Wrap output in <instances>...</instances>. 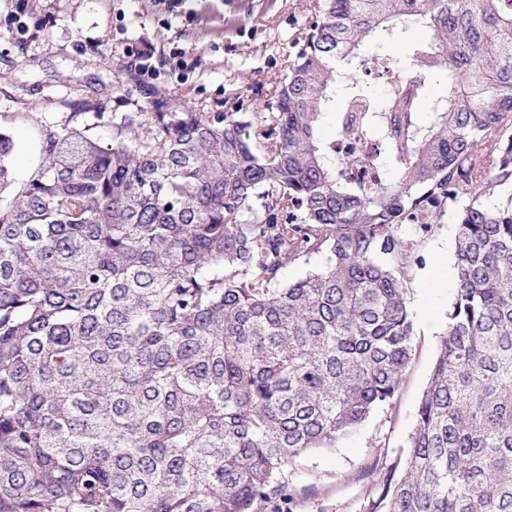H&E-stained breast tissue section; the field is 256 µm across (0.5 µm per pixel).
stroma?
I'll return each mask as SVG.
<instances>
[{"label":"stroma","mask_w":512,"mask_h":512,"mask_svg":"<svg viewBox=\"0 0 512 512\" xmlns=\"http://www.w3.org/2000/svg\"><path fill=\"white\" fill-rule=\"evenodd\" d=\"M309 0H0V127L13 138L10 177L22 185L42 161L46 129L95 100L104 117L89 131L112 142V116L161 99L203 112L260 111L288 70ZM21 17L29 33L8 34ZM155 71L142 81L132 57ZM457 226L443 211L428 232L404 224L405 288L414 351L400 389L336 447L306 453L285 474L291 512H368L371 468L409 453L418 404L447 330Z\"/></svg>","instance_id":"1"}]
</instances>
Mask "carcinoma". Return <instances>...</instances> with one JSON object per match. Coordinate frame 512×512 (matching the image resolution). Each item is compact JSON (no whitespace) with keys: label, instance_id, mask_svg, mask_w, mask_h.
Returning a JSON list of instances; mask_svg holds the SVG:
<instances>
[{"label":"carcinoma","instance_id":"1","mask_svg":"<svg viewBox=\"0 0 512 512\" xmlns=\"http://www.w3.org/2000/svg\"><path fill=\"white\" fill-rule=\"evenodd\" d=\"M313 10L254 120L157 101L112 114L107 147L65 124L0 198V512L288 504V464L399 391L398 228L447 208L448 330L369 509L512 512V0ZM410 25L427 39L366 53ZM362 72L391 93L361 91ZM13 147L0 131V192ZM312 254L322 268L280 284Z\"/></svg>","mask_w":512,"mask_h":512}]
</instances>
